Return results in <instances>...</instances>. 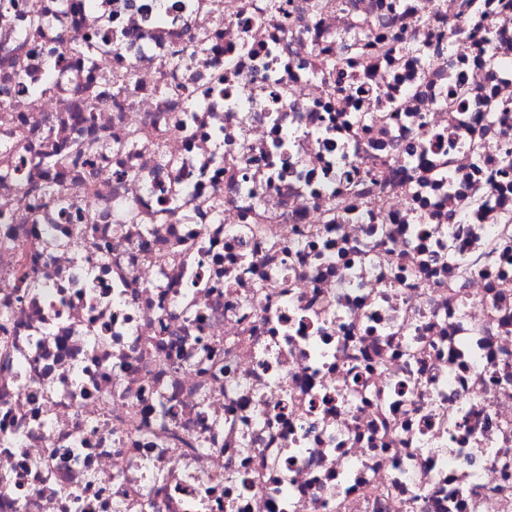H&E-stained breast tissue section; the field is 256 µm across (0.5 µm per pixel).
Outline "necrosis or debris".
<instances>
[{"label": "necrosis or debris", "mask_w": 512, "mask_h": 512, "mask_svg": "<svg viewBox=\"0 0 512 512\" xmlns=\"http://www.w3.org/2000/svg\"><path fill=\"white\" fill-rule=\"evenodd\" d=\"M464 2L0 0V512H512Z\"/></svg>", "instance_id": "4bbe7bcc"}]
</instances>
